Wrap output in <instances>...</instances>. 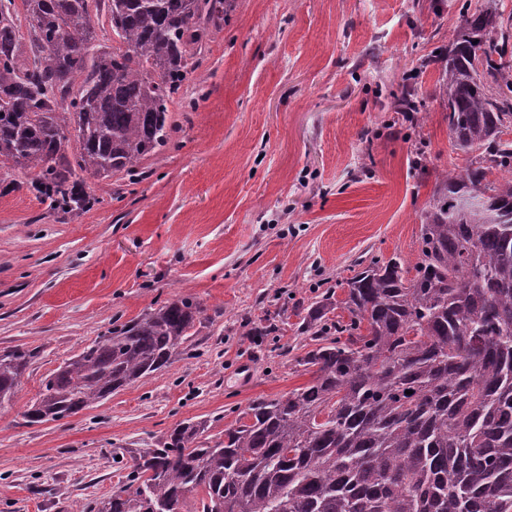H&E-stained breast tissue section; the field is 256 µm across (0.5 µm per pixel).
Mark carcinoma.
<instances>
[{"label": "carcinoma", "mask_w": 512, "mask_h": 512, "mask_svg": "<svg viewBox=\"0 0 512 512\" xmlns=\"http://www.w3.org/2000/svg\"><path fill=\"white\" fill-rule=\"evenodd\" d=\"M231 0H107L119 46L96 43L88 0H0V158L50 205L93 199L82 174L131 172L168 142V103L224 26ZM512 26L462 14L439 95L464 171L444 173L420 214L415 261L355 263L298 326L311 381L249 403L224 440L177 424L98 512H512ZM408 120L416 90L394 96ZM74 134V161L66 155ZM500 177L492 180L490 176ZM349 313L330 318L336 309ZM205 307L172 300L97 337L26 406L61 420L165 371ZM33 353L0 350V408ZM412 394H406V391Z\"/></svg>", "instance_id": "carcinoma-1"}]
</instances>
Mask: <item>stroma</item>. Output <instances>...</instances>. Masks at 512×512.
I'll list each match as a JSON object with an SVG mask.
<instances>
[{"label": "stroma", "mask_w": 512, "mask_h": 512, "mask_svg": "<svg viewBox=\"0 0 512 512\" xmlns=\"http://www.w3.org/2000/svg\"><path fill=\"white\" fill-rule=\"evenodd\" d=\"M430 2L236 0L168 106L169 143L138 180L86 177L88 209H51L0 163V350L34 353L0 412V512H90L188 419L223 439L249 402L310 381L301 306L330 285L344 297L359 257L415 258L420 210L465 166L439 54L485 0ZM407 84L417 125L389 107ZM179 297L206 312L168 369L25 422L59 365Z\"/></svg>", "instance_id": "stroma-1"}]
</instances>
